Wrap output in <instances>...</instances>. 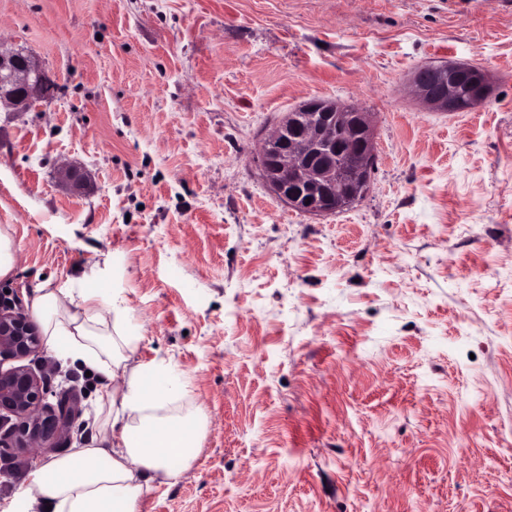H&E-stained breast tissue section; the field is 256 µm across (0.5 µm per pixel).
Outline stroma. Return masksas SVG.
<instances>
[{"mask_svg":"<svg viewBox=\"0 0 512 512\" xmlns=\"http://www.w3.org/2000/svg\"><path fill=\"white\" fill-rule=\"evenodd\" d=\"M0 45L59 83L0 108V291L107 269L204 420L141 512H512V0H0ZM448 60L491 98L420 107L411 72ZM313 98L376 124L369 191L320 217L258 162ZM24 363L80 413L0 458V499L85 440L99 388L48 345ZM15 262L14 244L7 229H0V278L7 277Z\"/></svg>","mask_w":512,"mask_h":512,"instance_id":"35a3bbf8","label":"stroma"}]
</instances>
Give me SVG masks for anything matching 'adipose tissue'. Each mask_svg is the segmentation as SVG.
I'll return each mask as SVG.
<instances>
[{
  "mask_svg": "<svg viewBox=\"0 0 512 512\" xmlns=\"http://www.w3.org/2000/svg\"><path fill=\"white\" fill-rule=\"evenodd\" d=\"M30 312L52 349L101 381L95 422L112 437L36 464L0 512H139L156 480L177 477L173 461L190 463L200 446L189 379L169 360H135L139 327L104 269L38 284Z\"/></svg>",
  "mask_w": 512,
  "mask_h": 512,
  "instance_id": "1",
  "label": "adipose tissue"
}]
</instances>
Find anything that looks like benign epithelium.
<instances>
[{"instance_id": "benign-epithelium-1", "label": "benign epithelium", "mask_w": 512, "mask_h": 512, "mask_svg": "<svg viewBox=\"0 0 512 512\" xmlns=\"http://www.w3.org/2000/svg\"><path fill=\"white\" fill-rule=\"evenodd\" d=\"M464 78L472 101L489 100L488 73L467 62L419 66L409 85L422 106L456 113L463 111L458 81ZM55 84L31 54L0 47L1 106L30 110L49 99ZM258 161L265 184L285 205L311 216L347 209L366 194L375 169L374 114L340 101L307 100L263 138ZM39 345L36 325L0 293V358H25ZM78 411L76 393H54L48 372L0 369L1 444L26 452L48 448Z\"/></svg>"}]
</instances>
